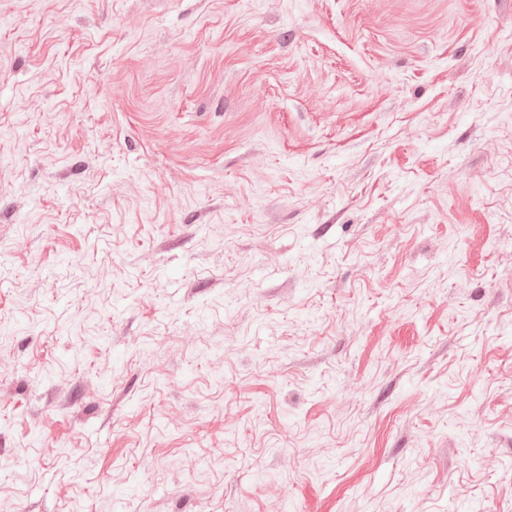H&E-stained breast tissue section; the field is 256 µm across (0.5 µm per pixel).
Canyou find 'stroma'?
Masks as SVG:
<instances>
[{"instance_id":"1","label":"stroma","mask_w":512,"mask_h":512,"mask_svg":"<svg viewBox=\"0 0 512 512\" xmlns=\"http://www.w3.org/2000/svg\"><path fill=\"white\" fill-rule=\"evenodd\" d=\"M1 329L0 512H512V0H0Z\"/></svg>"}]
</instances>
